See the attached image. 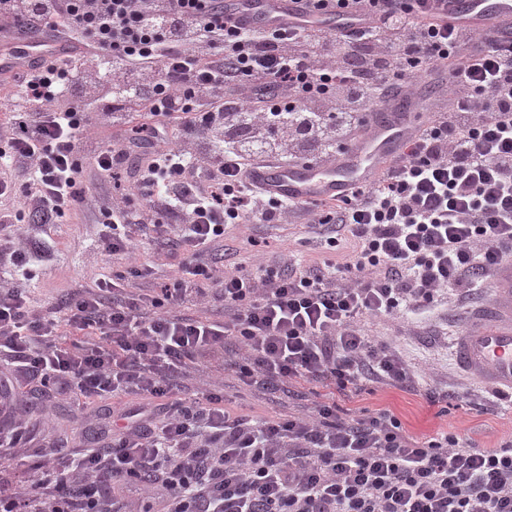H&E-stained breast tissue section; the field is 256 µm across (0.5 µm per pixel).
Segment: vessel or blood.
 Instances as JSON below:
<instances>
[{"label": "vessel or blood", "mask_w": 512, "mask_h": 512, "mask_svg": "<svg viewBox=\"0 0 512 512\" xmlns=\"http://www.w3.org/2000/svg\"><path fill=\"white\" fill-rule=\"evenodd\" d=\"M442 22L464 25L474 31L493 30L497 41L512 40V0H440ZM297 0H224L225 13L245 28L273 29L291 23ZM70 48L33 38L15 46L11 54L0 51V74L35 66L48 58L69 55ZM437 82L413 92H402L385 106L368 111L362 134L340 149L335 161L321 164L299 161L287 166L267 164L254 169L252 178L271 196L298 203L330 202L348 197L359 185L371 181L382 166L394 160L423 120ZM497 289L483 316L482 327L465 331L453 354L459 367L495 387L512 389V263H505Z\"/></svg>", "instance_id": "vessel-or-blood-1"}]
</instances>
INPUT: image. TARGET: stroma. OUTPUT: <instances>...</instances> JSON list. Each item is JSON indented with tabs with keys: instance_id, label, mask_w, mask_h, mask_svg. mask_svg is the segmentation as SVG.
<instances>
[{
	"instance_id": "stroma-1",
	"label": "stroma",
	"mask_w": 512,
	"mask_h": 512,
	"mask_svg": "<svg viewBox=\"0 0 512 512\" xmlns=\"http://www.w3.org/2000/svg\"><path fill=\"white\" fill-rule=\"evenodd\" d=\"M102 228V215L81 212L67 214L55 224L29 226V238L42 257L26 276L16 277L15 283L28 289L36 309L63 302L76 289L94 287L105 274L98 250ZM225 243L236 249L237 261L247 267L258 258L286 253L316 260L330 255L323 242L302 224H242L230 228ZM490 299V290L484 289L465 302L444 304L413 322L363 318L370 336L400 355L418 384L406 390L367 383L363 390L342 397L344 412L356 415L364 409H392L416 437L449 430L480 448L511 441L512 392L492 388L466 374L452 356L454 339L479 318ZM0 378L9 380L19 405L29 410L28 442L16 449L7 463L14 483L21 488L40 477L38 465L44 461L47 447L65 445L74 452L102 445L112 434L113 415L133 412L138 403L133 396L61 397L40 382L18 379L14 368L5 364L0 366ZM206 388L233 412L268 418L312 415L315 402L328 393L322 384L293 381L283 391L269 394L244 384L233 371L212 365L196 371L180 395L195 399Z\"/></svg>"
}]
</instances>
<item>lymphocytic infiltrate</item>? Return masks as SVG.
<instances>
[{
    "instance_id": "obj_1",
    "label": "lymphocytic infiltrate",
    "mask_w": 512,
    "mask_h": 512,
    "mask_svg": "<svg viewBox=\"0 0 512 512\" xmlns=\"http://www.w3.org/2000/svg\"><path fill=\"white\" fill-rule=\"evenodd\" d=\"M431 2L307 0L291 27L267 32L227 24L224 0H0L14 32L57 28L93 49L18 74L0 122V259L26 266V225L95 200L102 256L128 261L44 311L1 284L0 362L69 393L140 398L111 447L53 462L26 489L0 479V512H100L105 501L128 512L144 492L161 512H512L510 444L478 448L448 431L419 442L389 410L344 418L333 400L309 418L257 420L208 391L196 405L178 396L214 359L270 393L292 379L407 386L405 361L358 319L415 314L496 281L512 255V44L466 54L473 34L433 22ZM329 12L347 27L317 26ZM442 68L445 103L351 200L322 210L249 182L272 162H332L364 112ZM130 103L144 112L140 136L87 155L91 117L125 128ZM146 142L133 186L103 195ZM295 217L352 252L252 270L205 258L229 226ZM149 232L176 260L151 286L149 265L129 261ZM213 302L223 321L184 313ZM66 326L82 339L65 342Z\"/></svg>"
}]
</instances>
